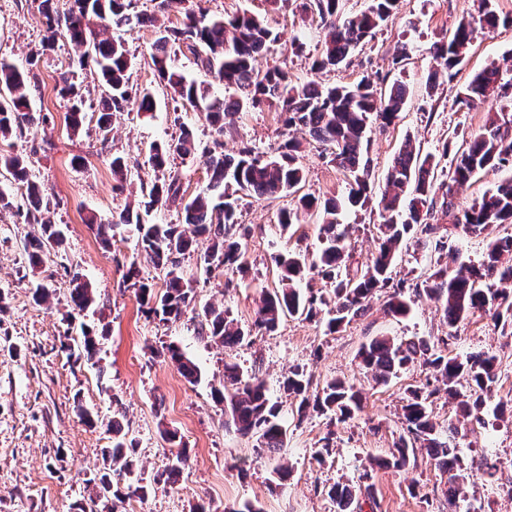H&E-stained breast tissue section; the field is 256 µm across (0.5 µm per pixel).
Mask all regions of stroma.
<instances>
[{
    "label": "stroma",
    "mask_w": 512,
    "mask_h": 512,
    "mask_svg": "<svg viewBox=\"0 0 512 512\" xmlns=\"http://www.w3.org/2000/svg\"><path fill=\"white\" fill-rule=\"evenodd\" d=\"M209 15L222 16L249 11L264 16L276 35L259 68L286 62L293 80L314 79L324 83H352L363 76H381L387 83L404 84L408 100L394 123L371 122L366 137L371 160V184L382 188L399 146L412 138L422 153L438 156L441 166L452 163L443 148L453 135L482 131L488 111L481 104L464 108L457 104L458 92L491 60L512 52V27L478 33L470 44L465 64L455 77L440 74L436 88H429L428 75L435 63L429 47L443 30L477 7L475 0H401L387 27L359 48L348 66L321 76L311 63L317 55L322 32L298 0H200ZM43 28L34 0H0V60L22 70H33L38 83L31 95L32 109L44 116L23 138L0 141V151L12 150L29 156L32 172L50 201L51 219L63 234L61 246L44 252L34 271H25L24 244L40 236L39 225L28 223L24 188L0 171V191L8 194L13 209L0 212V512H73V506L89 498L86 487L101 461L103 449L111 447L113 434L104 420L118 416L127 439L136 444V458L143 478L151 480L161 471L171 453L185 448L190 461L178 482L152 484L146 497L126 498L120 512H193L202 504L210 512L249 500L263 512H336L327 489L336 483L358 485L364 470H371L377 508L362 512H448L444 490L446 478L434 460L420 456L407 468L372 467V459L389 456L401 427L406 390L426 386L435 390L432 403L435 420L445 424L459 418L462 402L474 393L460 382L458 398H449L446 387L423 361L402 369L385 383L376 382L356 359L362 344L376 336L435 341L449 336L453 356L489 353L497 358V376L492 394L485 400L488 424L471 425L456 438L466 481L463 491L469 512H512V416L498 415L500 403L512 399V337L503 336L491 317L478 313L448 328L441 305L428 297H415L413 286L427 278L436 263L449 270L480 262L489 238L453 234L442 252L408 243L393 263L394 281L403 282L406 296L415 297L411 314L396 318L383 311L384 293H377L363 318L339 332L295 317H284L276 332L253 336L250 344L235 351L207 344L197 337L203 308L207 304L227 311L242 327H250L263 289L275 288L277 258L296 252L312 259L321 248L319 219L301 215L290 232H282L278 221L288 198L275 200L244 198L239 222L248 227L244 243L249 270L240 275L225 270L205 273L197 255L209 245L198 237L193 254L182 263L194 288L191 310L178 322L163 325L148 318L132 291L122 284L123 267L137 263L144 276L162 286L163 275L137 245L125 225L112 230L111 248H104L84 218L94 213L110 220L122 210L137 207L141 183L153 182L155 172L147 159L152 143L178 136L188 127L197 142L194 156L175 158L182 176L185 197H193L207 179V151L212 146L210 130L198 112L177 108L160 84L151 54L155 29L144 24L124 30L132 68L129 92L138 95L150 89L157 100L151 119L136 113L118 115L111 134L115 153L131 168L125 190H115L107 155L99 151L96 119L102 90L92 63H80L79 51L67 39H58L54 50L40 52ZM306 47L296 53L293 39ZM410 46V56L394 63L397 42ZM84 95L87 114L79 134L66 127L67 102L56 88L64 70ZM281 124L277 113L254 109L242 113L233 134L225 136L224 151L237 153L250 146L265 151L278 142ZM307 189L326 196L345 194L340 171L313 148L301 159ZM356 225L350 238L354 257L367 262L378 247L382 219L375 205L343 214ZM90 283L96 303L87 311L72 313L66 294L73 273ZM52 289L48 304L32 300L35 285ZM85 323L104 330L97 364H75L67 360L61 343L69 323ZM175 343L201 370L198 383H188L177 368L158 351ZM238 363L243 372L258 370L272 399L281 401L287 428L286 447L277 455L263 451L256 438L239 434L228 425L224 406L213 390L224 379V364ZM304 368L311 391L327 381L343 379L363 393V407L346 422L330 424L328 416L309 413L298 418L285 402L281 383L293 367ZM102 416V423L88 425L74 410L75 400ZM176 432V442L162 433ZM334 432L335 449L324 462L315 455L327 432ZM498 464L487 474L484 460ZM286 466V485H277L273 470Z\"/></svg>",
    "instance_id": "35a3bbf8"
}]
</instances>
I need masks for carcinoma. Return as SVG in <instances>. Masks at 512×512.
<instances>
[{"instance_id": "carcinoma-1", "label": "carcinoma", "mask_w": 512, "mask_h": 512, "mask_svg": "<svg viewBox=\"0 0 512 512\" xmlns=\"http://www.w3.org/2000/svg\"><path fill=\"white\" fill-rule=\"evenodd\" d=\"M400 0H371L370 5L357 13H348L343 0H309L308 8L320 21L324 32L322 49L312 63L316 73L331 72L348 64L350 57L365 42L385 26L396 13ZM129 0H71L70 6L59 9L57 0H38L39 21L45 26L41 51L54 48L58 37H65L77 48L92 45V59L97 67L105 97L98 112L96 127L100 150L104 151L112 133L113 117L125 111H134L139 117H150L155 112L154 95L148 89L135 99L128 91L131 60L125 40L119 36L101 37L97 27L123 30L132 24L156 23L158 18L147 14L128 13ZM156 7L163 14L181 16L176 26H159L151 60L158 78L172 98L188 103L203 114L211 128L213 148L208 150L207 182L188 202H183L182 182L171 161L174 157H189L196 153L193 133L181 129L178 138L161 141L150 147L147 164L153 171L162 172V178L141 187L145 212L162 211L177 205L184 212V223L192 224L197 233L211 240L210 247L197 257V264L207 273L216 269L242 272L247 268L242 238L248 228L238 234L240 202L245 197H290L289 207L280 210L278 224L286 230L298 223L300 214L313 213L320 218L321 250L311 265L301 255L290 253L278 261L279 287L262 291L255 311L254 326L273 333L285 316H297L315 321L327 316L326 327L338 332L354 318L363 316L376 291L390 288L385 311L394 317L405 316L410 305L404 299L403 283H393L391 268L398 248L409 240L424 247L434 244V250L445 248L436 238L440 225L431 224L435 207L451 220L450 234L461 229L470 236H481L493 227L512 224V181L499 184L471 206L460 209L454 201V186L470 180L475 174L499 168L512 161V116L488 110L483 132L469 138L455 151L454 166L449 168L442 201L431 196L435 171L440 161L420 150L407 140L393 157L387 171L385 187L376 196V204L383 218L382 238L377 253L369 264L353 261L349 251L348 226L341 223L344 207L363 208L371 200L368 182L369 159L364 153V139L371 119L389 125L398 117L406 103L404 85L395 83L390 88L380 86V78L363 77L346 85H322L315 81L299 84L293 81L288 69L269 66L255 67L257 58L264 55L272 41V32L264 19L251 12L224 17H210L192 0H157ZM511 27L512 15L497 7V0H477L475 12L462 17L452 30L430 47V55L437 65L453 78L465 63L466 50L478 31H494ZM189 50L206 79L190 80L182 72L168 66L170 53L181 48ZM36 74L21 71L15 66L0 63V137L23 138L29 128L39 121L31 109V89ZM234 89L231 97L214 95L213 84ZM59 95L70 102L66 125L74 133L85 122L83 98L67 73H62ZM512 97V53L492 61L475 74L463 88L461 103L471 107L499 98ZM268 107L277 112L282 125L307 131L310 142L320 149V156L336 167L348 180L344 200L301 192L306 183L298 153L302 142L287 137L271 152H259L245 146L235 155L224 153V136L234 131L239 115L249 108ZM0 169L27 190L28 220L40 225L42 238L25 243L28 264L35 267L43 262L44 248L60 245L62 239L56 225L47 216L50 207L43 205L44 191L35 180L27 156L17 152H0ZM86 223L96 227L104 247L112 246V225L128 224L134 227L137 243L151 258L156 269L164 273L163 289L158 291L151 281L141 275L135 263L123 272V282L134 292L140 307L148 316L167 324L181 318L194 298L191 281L185 279L182 261L191 252L192 240L181 225L173 222L149 224L140 212L125 209L118 218L105 224L92 214ZM321 276L325 288L304 293L297 287L306 269ZM72 288L67 303L72 311L82 313L95 304L89 284L77 273L70 281ZM415 295L426 294L441 302L448 327L476 312H488L502 329L512 328V235L498 237L488 244L487 253L477 265L458 269L448 274V267H440L424 281L414 285ZM251 331L225 315L224 310L207 306L203 309L198 337L232 350L250 343ZM69 357L75 361L92 362L99 353V340L91 328L81 329V336L66 346ZM163 355L175 364L179 373L194 384L200 378L198 366L182 349L170 343ZM428 364L443 384L448 395L456 394L457 382L464 378L476 394L475 400L465 405L463 417L482 421L483 393L491 391L496 379L494 355H469L464 359L448 356V339L439 338L429 346L422 341L396 342L387 337H374L358 351L360 362L377 380L386 382L419 356ZM224 383L232 387L230 395L215 390L218 401L224 403L236 430L245 436L256 437L261 446L271 453L283 451L287 429L281 420V405L267 394L264 381L255 372L243 376L235 363L224 364ZM309 379L304 370L289 371L283 389L298 403V413L306 416L312 410L335 416L343 421L361 410L362 393L340 380H332L315 394H308ZM434 392L421 388L408 390L403 406V433L388 458L376 461L380 468H404L417 462V454L426 451L448 476V512H467V503L460 486L463 461L450 438L458 433L454 424L443 429L433 418L430 398ZM116 441L103 452L102 468L87 479L95 488V497L111 503L109 512H118V505L128 497L114 475L135 473L134 443L120 438L122 423L117 416L108 419ZM188 456L182 450L173 456L153 481L178 482L187 464ZM328 498L336 505V512H360L358 495L350 487L334 484L327 490Z\"/></svg>"}]
</instances>
